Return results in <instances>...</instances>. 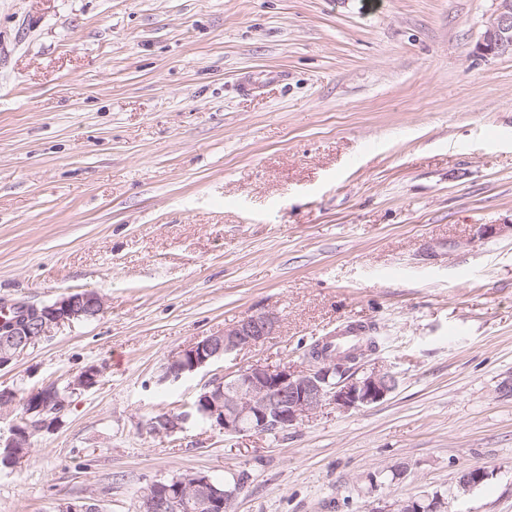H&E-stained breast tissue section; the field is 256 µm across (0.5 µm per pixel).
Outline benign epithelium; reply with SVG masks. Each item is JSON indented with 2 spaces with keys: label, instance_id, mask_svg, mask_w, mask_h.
<instances>
[{
  "label": "benign epithelium",
  "instance_id": "obj_1",
  "mask_svg": "<svg viewBox=\"0 0 512 512\" xmlns=\"http://www.w3.org/2000/svg\"><path fill=\"white\" fill-rule=\"evenodd\" d=\"M484 54L498 56L512 52V0H498L494 15L482 36ZM102 297L88 291L68 295L39 311L19 306L13 320L0 330V369L22 356L30 346L48 335V326L98 314ZM279 324L274 313H263L239 321L221 334L205 337L171 357L163 366L165 377L179 380L184 373H195L222 357L255 348L266 342ZM336 367V359L325 357L318 364L284 365L271 368L256 362L232 375L214 376L199 392L192 409L208 419L213 429L226 434L266 433L272 429L295 427L324 404L341 411L369 406L383 400L396 386V377L383 368L356 372L338 384H329L327 373ZM38 420L22 428L14 423L9 435H0V446H17L18 441L52 431L57 423L44 417L40 400L29 405L28 414ZM186 417H161L151 421L150 431L171 436L186 429ZM485 470L461 471L456 493L465 494L486 478ZM241 490H219L202 472L187 473L171 484L153 481L141 494L139 512H235L234 503ZM429 506L415 498L397 500L380 512H446L448 502L440 495L427 497Z\"/></svg>",
  "mask_w": 512,
  "mask_h": 512
}]
</instances>
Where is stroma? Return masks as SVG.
Returning a JSON list of instances; mask_svg holds the SVG:
<instances>
[{
    "mask_svg": "<svg viewBox=\"0 0 512 512\" xmlns=\"http://www.w3.org/2000/svg\"><path fill=\"white\" fill-rule=\"evenodd\" d=\"M496 0H0V303L93 290L0 370L97 384L0 470V512L248 472L236 512H379L439 491L512 512V54ZM272 312L274 336L176 383L181 350ZM386 343L378 403L275 435L157 414L210 378L300 364L347 323ZM489 478L455 495L465 468ZM387 481L370 490L371 474ZM480 47L490 56L512 52V0H498L497 10L487 22ZM190 410H183V411H169L161 413L157 416H155L154 419L151 421L150 431L157 435V436H171L177 432H182L186 429V424L188 423L190 417H173V416H167V417H161L164 415L169 414H175V415H182L185 413L190 412Z\"/></svg>",
    "mask_w": 512,
    "mask_h": 512,
    "instance_id": "obj_1",
    "label": "stroma"
}]
</instances>
